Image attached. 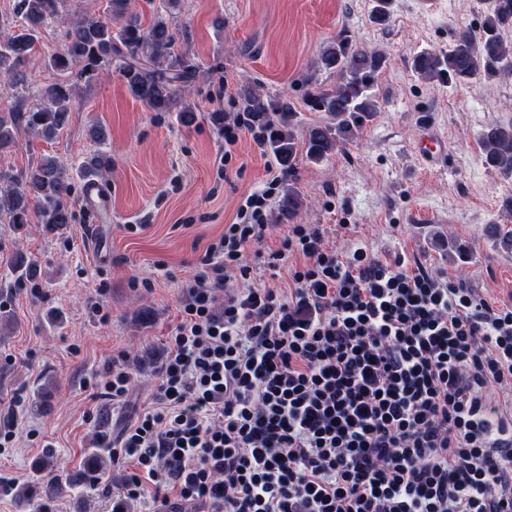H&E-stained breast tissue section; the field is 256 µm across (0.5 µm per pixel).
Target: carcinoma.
Wrapping results in <instances>:
<instances>
[{
    "mask_svg": "<svg viewBox=\"0 0 512 512\" xmlns=\"http://www.w3.org/2000/svg\"><path fill=\"white\" fill-rule=\"evenodd\" d=\"M60 0H17L15 11L20 24L9 33H0V78L13 84L24 82L21 68L35 50L40 29L59 16ZM131 0H106L103 11L86 12L68 22L61 49L48 57L49 68L59 80L38 93L39 102L0 113V157L16 144L15 133L24 129L51 137L68 124L75 104L73 88L97 80L115 67L132 97L153 112L173 108L180 88L195 78L189 66L174 52L176 35L162 13L154 15L144 28L132 12ZM512 27V0H492L481 32L461 26L454 32L448 50L425 49L413 56L412 71L425 80L455 85L489 81L512 71V42H504L500 30ZM383 53L358 44L342 34L321 53L319 66L336 72L332 87H316L307 94L313 109L325 113L324 123L308 131L303 142L293 133L295 109L286 97H270L255 92L243 95V110L267 130V141L280 166L294 169L299 154L312 163L330 159L372 121L378 105L372 94L379 75L386 68ZM485 164L506 177L512 175V125L493 124L481 138ZM72 192L65 164L55 156H43L17 178L0 169V220L19 228L32 222L54 233L72 222V212L63 199ZM105 462L91 454L85 478L94 483ZM47 473L18 487L16 497L29 500L41 488L60 492L69 477L56 469L47 455L33 468Z\"/></svg>",
    "mask_w": 512,
    "mask_h": 512,
    "instance_id": "carcinoma-1",
    "label": "carcinoma"
}]
</instances>
